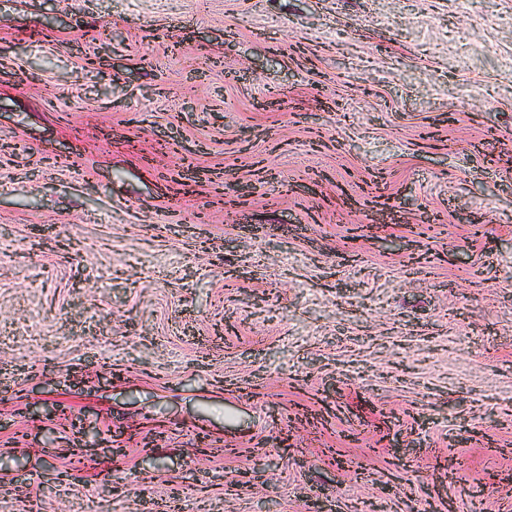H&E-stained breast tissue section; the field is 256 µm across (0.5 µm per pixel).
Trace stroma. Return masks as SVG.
<instances>
[{"label":"stroma","instance_id":"1","mask_svg":"<svg viewBox=\"0 0 512 512\" xmlns=\"http://www.w3.org/2000/svg\"><path fill=\"white\" fill-rule=\"evenodd\" d=\"M0 512H512V0H0Z\"/></svg>","mask_w":512,"mask_h":512}]
</instances>
